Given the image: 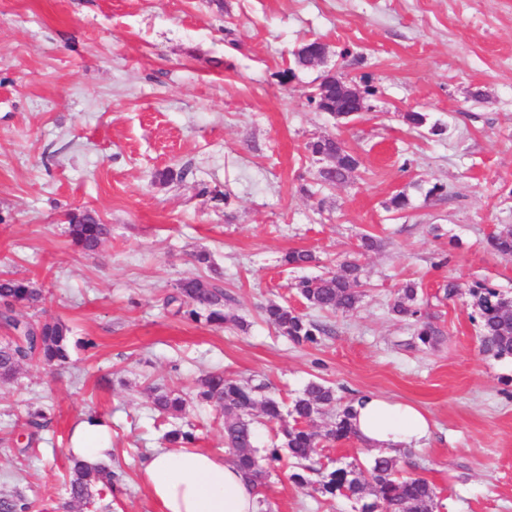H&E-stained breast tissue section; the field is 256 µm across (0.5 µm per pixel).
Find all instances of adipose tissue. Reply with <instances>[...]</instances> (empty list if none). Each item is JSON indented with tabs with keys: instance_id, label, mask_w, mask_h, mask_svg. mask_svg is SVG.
Masks as SVG:
<instances>
[{
	"instance_id": "adipose-tissue-1",
	"label": "adipose tissue",
	"mask_w": 512,
	"mask_h": 512,
	"mask_svg": "<svg viewBox=\"0 0 512 512\" xmlns=\"http://www.w3.org/2000/svg\"><path fill=\"white\" fill-rule=\"evenodd\" d=\"M352 424L368 446L397 454L430 434L416 407L375 395L352 405ZM112 437L98 418L85 416L74 428L69 455L88 464H111ZM140 477L161 512H258L254 485L223 457L181 448H160L141 463Z\"/></svg>"
}]
</instances>
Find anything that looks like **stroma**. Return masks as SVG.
Here are the masks:
<instances>
[{
  "label": "stroma",
  "instance_id": "35a3bbf8",
  "mask_svg": "<svg viewBox=\"0 0 512 512\" xmlns=\"http://www.w3.org/2000/svg\"><path fill=\"white\" fill-rule=\"evenodd\" d=\"M315 38L327 66L370 90L349 123L307 102L326 66L281 77ZM407 112L444 134L412 129ZM320 137L359 156L348 182L318 185L307 145ZM167 168L177 178L153 180ZM400 193L409 205L397 212ZM75 209L110 229L95 254L68 235ZM503 224L512 0H0V274L45 296L20 318L58 319L94 342L70 368L34 361L0 383V497L23 496L31 512H158L139 480L164 433L146 388L179 391L197 449L221 455L224 414L194 387L220 370L285 399L320 380L347 399L416 405L431 433L399 453L401 474L427 479L440 512H512V358L482 348L468 291L479 281L512 296V256L488 244ZM364 233L381 246L362 259L356 309L309 308L294 282ZM291 249L318 261L285 267ZM189 278L223 287L229 322L164 307ZM410 281L443 331L434 344L389 310ZM271 301L320 324L317 343L279 335L262 314ZM46 403L48 425L31 431L28 411ZM87 414L110 428L115 491L66 511V450ZM291 472L272 471L263 512H353Z\"/></svg>",
  "mask_w": 512,
  "mask_h": 512
}]
</instances>
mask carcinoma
Returning a JSON list of instances; mask_svg holds the SVG:
<instances>
[{
  "label": "carcinoma",
  "instance_id": "obj_1",
  "mask_svg": "<svg viewBox=\"0 0 512 512\" xmlns=\"http://www.w3.org/2000/svg\"><path fill=\"white\" fill-rule=\"evenodd\" d=\"M312 156L328 160L320 169V181L327 185L347 182L360 166L359 158L338 139L319 138L308 144ZM69 235L75 246L85 253H94L108 235L106 225L83 211L66 214ZM489 245L501 254L512 256V225L503 224L490 236ZM316 261L307 250H290L282 262L290 268H303ZM363 266L356 256L347 257L336 269L315 277H303L295 284L300 297L319 311L349 312L360 301ZM477 310L478 335L482 346L499 358H512V297L495 288L476 283L470 287ZM43 300L42 293L25 279L0 276V323L11 336L0 343V382L13 380L19 367L30 361L63 368L71 364L72 345L92 346V342H72L71 329L59 320L30 322L21 320L16 309L35 307ZM224 289L199 278L182 280L166 305H177L175 314L193 319L204 318L211 325L228 321L224 311ZM391 311L412 321L422 344H432L443 332L424 313L418 302V286L409 282L399 290ZM267 323L298 343H315L324 329L306 315L275 301L262 308ZM197 397L224 410V444L233 462L244 477L261 488L283 457H288L296 471L290 479L305 487L311 484L307 474L320 475L317 491L331 496L341 495L361 503L360 512H437L440 507L431 484L422 477L399 475L397 460L381 454L362 463H349L328 469L317 466L313 454L323 442L348 439L356 432L351 423L352 405L336 394L323 381L311 380L301 393L287 402L265 396L266 386L241 383L222 372H210L196 380ZM152 408L171 418L185 414L186 400L160 386L150 388ZM277 425L269 448L258 446L255 412ZM331 414L323 430L316 428V418ZM166 443L175 448H190L197 437L194 430L176 427L165 433ZM70 475L65 484L67 498L82 506L94 505L112 491L108 474L94 472L75 458H70Z\"/></svg>",
  "mask_w": 512,
  "mask_h": 512
}]
</instances>
